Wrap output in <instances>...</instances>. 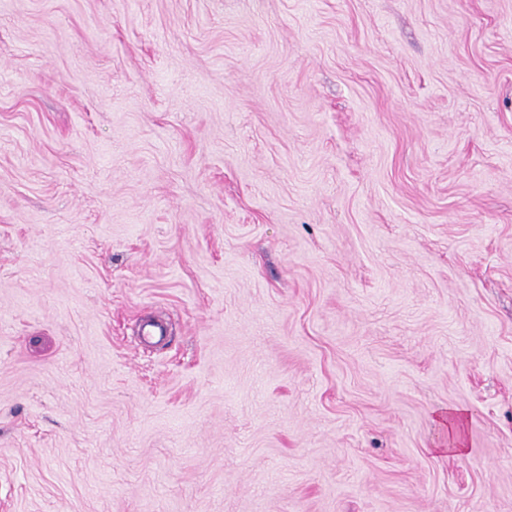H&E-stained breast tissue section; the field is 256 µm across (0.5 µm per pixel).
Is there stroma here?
<instances>
[{"label": "stroma", "instance_id": "1", "mask_svg": "<svg viewBox=\"0 0 512 512\" xmlns=\"http://www.w3.org/2000/svg\"><path fill=\"white\" fill-rule=\"evenodd\" d=\"M0 512H512V0H0ZM444 419L448 420V452L454 454H461L464 452V444L459 435V429L465 422V411L463 409H448L446 414H443Z\"/></svg>", "mask_w": 512, "mask_h": 512}]
</instances>
